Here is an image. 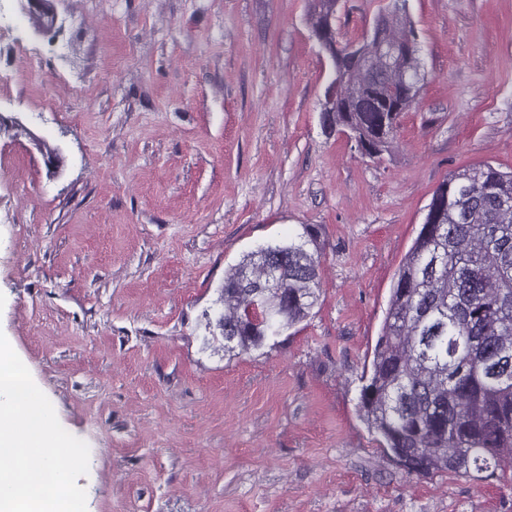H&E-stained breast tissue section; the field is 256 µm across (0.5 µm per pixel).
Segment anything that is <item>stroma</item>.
Masks as SVG:
<instances>
[{
  "label": "stroma",
  "instance_id": "1",
  "mask_svg": "<svg viewBox=\"0 0 512 512\" xmlns=\"http://www.w3.org/2000/svg\"><path fill=\"white\" fill-rule=\"evenodd\" d=\"M390 3L340 0L339 42ZM407 7L426 81L377 161L322 129L307 0H56L42 32L0 0V333L89 447L87 512H512V473H408L359 412L433 191L512 171V0ZM307 226L311 317L225 359V274Z\"/></svg>",
  "mask_w": 512,
  "mask_h": 512
}]
</instances>
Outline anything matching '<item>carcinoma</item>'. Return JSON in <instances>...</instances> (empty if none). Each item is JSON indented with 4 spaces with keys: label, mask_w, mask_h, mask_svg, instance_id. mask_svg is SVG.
Segmentation results:
<instances>
[{
    "label": "carcinoma",
    "mask_w": 512,
    "mask_h": 512,
    "mask_svg": "<svg viewBox=\"0 0 512 512\" xmlns=\"http://www.w3.org/2000/svg\"><path fill=\"white\" fill-rule=\"evenodd\" d=\"M339 0H308L313 34L333 25ZM393 0L372 35L329 54L325 133H344L371 158L391 151L425 74L406 7ZM380 32L404 46L388 55ZM395 276L363 374L359 410L384 451L410 474L451 471L484 480L512 468V171L490 164L454 173ZM288 239L242 253L224 278V355L261 348L305 321L319 297L315 242ZM288 289L281 307L279 289Z\"/></svg>",
    "instance_id": "obj_1"
}]
</instances>
